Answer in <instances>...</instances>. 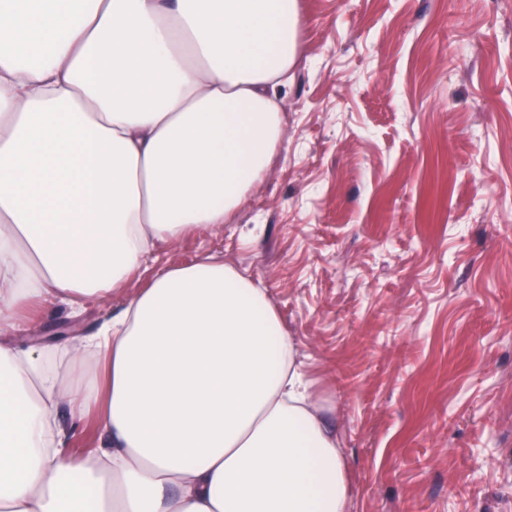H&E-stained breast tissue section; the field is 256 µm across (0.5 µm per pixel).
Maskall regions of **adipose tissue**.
I'll return each instance as SVG.
<instances>
[{
    "label": "adipose tissue",
    "mask_w": 512,
    "mask_h": 512,
    "mask_svg": "<svg viewBox=\"0 0 512 512\" xmlns=\"http://www.w3.org/2000/svg\"><path fill=\"white\" fill-rule=\"evenodd\" d=\"M297 0H0V335L223 224L285 139ZM268 292L157 272L55 375L0 343V512H347L324 401ZM94 383L62 391L71 368ZM104 446L74 464L58 401Z\"/></svg>",
    "instance_id": "adipose-tissue-1"
}]
</instances>
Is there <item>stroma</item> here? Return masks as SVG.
I'll return each instance as SVG.
<instances>
[{
	"instance_id": "1",
	"label": "stroma",
	"mask_w": 512,
	"mask_h": 512,
	"mask_svg": "<svg viewBox=\"0 0 512 512\" xmlns=\"http://www.w3.org/2000/svg\"><path fill=\"white\" fill-rule=\"evenodd\" d=\"M286 142L232 220L16 330L61 351L170 266L260 281L327 398L348 512H512V0H298ZM57 419L79 459L93 417Z\"/></svg>"
}]
</instances>
